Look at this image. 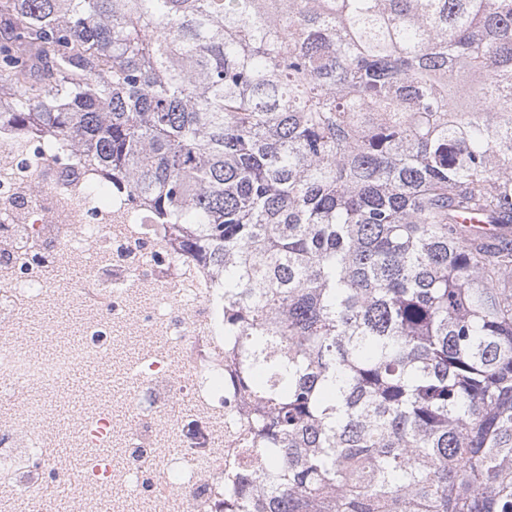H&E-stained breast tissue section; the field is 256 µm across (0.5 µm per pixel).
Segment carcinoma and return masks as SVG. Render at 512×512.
Wrapping results in <instances>:
<instances>
[{
    "label": "carcinoma",
    "mask_w": 512,
    "mask_h": 512,
    "mask_svg": "<svg viewBox=\"0 0 512 512\" xmlns=\"http://www.w3.org/2000/svg\"><path fill=\"white\" fill-rule=\"evenodd\" d=\"M210 262L244 512H512V0H0V97Z\"/></svg>",
    "instance_id": "1"
}]
</instances>
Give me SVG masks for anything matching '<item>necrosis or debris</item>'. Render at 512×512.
<instances>
[{
	"mask_svg": "<svg viewBox=\"0 0 512 512\" xmlns=\"http://www.w3.org/2000/svg\"><path fill=\"white\" fill-rule=\"evenodd\" d=\"M82 271L65 288L63 273ZM215 271L95 169L25 134L0 105V512L67 485L69 512H224V464L247 408L226 379ZM92 365L95 388L59 429L47 399Z\"/></svg>",
	"mask_w": 512,
	"mask_h": 512,
	"instance_id": "4bbe7bcc",
	"label": "necrosis or debris"
}]
</instances>
